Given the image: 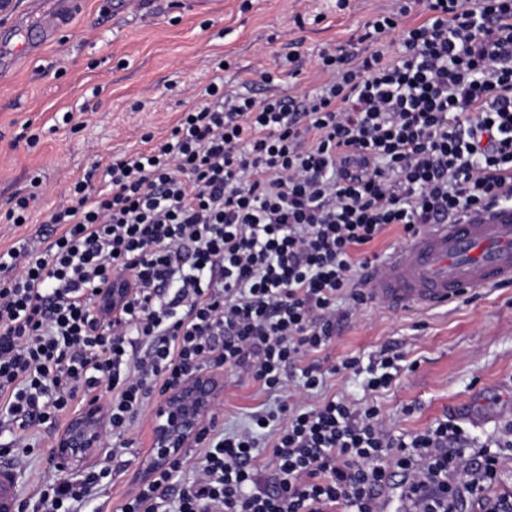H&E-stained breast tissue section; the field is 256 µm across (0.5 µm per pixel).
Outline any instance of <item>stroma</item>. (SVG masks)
<instances>
[{"label": "stroma", "mask_w": 512, "mask_h": 512, "mask_svg": "<svg viewBox=\"0 0 512 512\" xmlns=\"http://www.w3.org/2000/svg\"><path fill=\"white\" fill-rule=\"evenodd\" d=\"M113 2L83 0L80 15L34 53L27 47L38 19L28 0H12L10 12L19 23L0 21V218L15 194L27 192L33 176L46 188L28 224L0 221V247L23 237L39 241L50 211L66 202L61 188L93 164L138 148L144 133L165 137L216 76H223L226 88L257 98L318 87L321 45L363 52L364 24L389 5L349 0L341 11L336 0H136L116 14ZM288 54L296 59L298 77L278 65ZM222 58L230 67L221 74L216 64ZM262 67L272 70V83L261 81ZM66 112L73 113L72 123H62ZM26 128L40 133L36 147L19 141ZM385 347L403 356L388 389L372 392L364 376L331 371L345 358L365 362ZM317 358L328 370L322 396L336 395L359 408L377 406L395 434L463 416L471 420L477 444L489 443L512 423V285L478 288L433 309L368 303L342 323ZM294 392L290 382L270 393L250 378L225 372L216 402L220 422L225 431L239 430L250 413L276 408ZM154 412L147 407L135 420L121 455H113L107 443L93 457V464L111 466L112 486L83 501L79 512H116L147 477ZM17 435L34 446L20 491L29 498L61 476L47 461V447L59 432L32 426Z\"/></svg>", "instance_id": "35a3bbf8"}]
</instances>
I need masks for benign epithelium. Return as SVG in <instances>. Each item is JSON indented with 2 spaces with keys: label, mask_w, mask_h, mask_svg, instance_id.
<instances>
[{
  "label": "benign epithelium",
  "mask_w": 512,
  "mask_h": 512,
  "mask_svg": "<svg viewBox=\"0 0 512 512\" xmlns=\"http://www.w3.org/2000/svg\"><path fill=\"white\" fill-rule=\"evenodd\" d=\"M223 376L204 368L167 388L159 400L150 430L153 465L160 466L178 454L200 432L223 389ZM102 420L99 406L84 405L73 414L56 441L61 464L71 469L99 447Z\"/></svg>",
  "instance_id": "7a95c632"
}]
</instances>
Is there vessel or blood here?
I'll return each mask as SVG.
<instances>
[{"label":"vessel or blood","mask_w":512,"mask_h":512,"mask_svg":"<svg viewBox=\"0 0 512 512\" xmlns=\"http://www.w3.org/2000/svg\"><path fill=\"white\" fill-rule=\"evenodd\" d=\"M76 0H55L41 15L46 31L66 25ZM512 284V207L501 206L456 224H433L391 253L366 288L391 308H432L477 288ZM17 472L0 464V507L10 508Z\"/></svg>","instance_id":"vessel-or-blood-1"}]
</instances>
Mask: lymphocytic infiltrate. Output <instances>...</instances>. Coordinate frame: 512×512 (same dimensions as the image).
Masks as SVG:
<instances>
[{
  "label": "lymphocytic infiltrate",
  "instance_id": "lymphocytic-infiltrate-1",
  "mask_svg": "<svg viewBox=\"0 0 512 512\" xmlns=\"http://www.w3.org/2000/svg\"><path fill=\"white\" fill-rule=\"evenodd\" d=\"M361 39L359 55L321 47L323 81L297 99L209 83L164 139L144 134L68 183L51 237L0 248V416L18 427L97 401L104 437L120 438L155 390L199 368L272 392L299 374V398L243 430L210 416L196 460L152 469L117 512H379L396 474L416 512H512L511 493H490L512 466V426L494 452L462 421L397 436L376 407L312 399L314 356L348 317L339 300L369 302L364 252L387 228L409 239L512 206V0H391ZM115 282L116 310L101 294ZM401 359L384 348L334 370L379 391ZM111 476L54 481L17 512H75Z\"/></svg>",
  "mask_w": 512,
  "mask_h": 512
}]
</instances>
